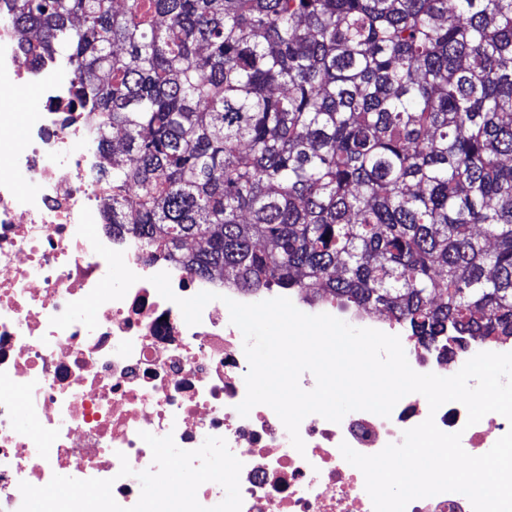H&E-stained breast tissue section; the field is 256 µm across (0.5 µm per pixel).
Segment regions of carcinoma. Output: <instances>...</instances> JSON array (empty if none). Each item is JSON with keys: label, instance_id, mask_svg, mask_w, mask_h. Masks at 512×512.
Returning a JSON list of instances; mask_svg holds the SVG:
<instances>
[{"label": "carcinoma", "instance_id": "1", "mask_svg": "<svg viewBox=\"0 0 512 512\" xmlns=\"http://www.w3.org/2000/svg\"><path fill=\"white\" fill-rule=\"evenodd\" d=\"M63 60L111 224L415 343L512 339V0H5Z\"/></svg>", "mask_w": 512, "mask_h": 512}]
</instances>
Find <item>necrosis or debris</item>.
Returning a JSON list of instances; mask_svg holds the SVG:
<instances>
[{"instance_id": "obj_1", "label": "necrosis or debris", "mask_w": 512, "mask_h": 512, "mask_svg": "<svg viewBox=\"0 0 512 512\" xmlns=\"http://www.w3.org/2000/svg\"><path fill=\"white\" fill-rule=\"evenodd\" d=\"M21 39L0 27V103L19 105L33 88L43 107L25 113L20 129L0 112V512H33L63 473L71 490L62 512H85L93 492L99 512H141L140 474L174 468L197 480L160 487L155 512H373L340 444L373 455L431 417L461 432L470 453L512 428L497 413L467 425L463 404L433 413L412 393L387 418L308 415L300 452L269 406L240 416L249 365L226 302H259L265 289L198 277L108 223L112 192L99 153L86 146L93 115L70 111L72 89L56 81V60L28 61ZM19 171L31 190L16 185ZM118 255L126 264L117 279ZM163 271L179 297L217 293L199 324L187 325L157 292L150 278ZM346 319L400 336L416 372L453 374L466 362L443 347L413 346L393 318L353 308ZM218 460L233 472V489L215 475Z\"/></svg>"}]
</instances>
